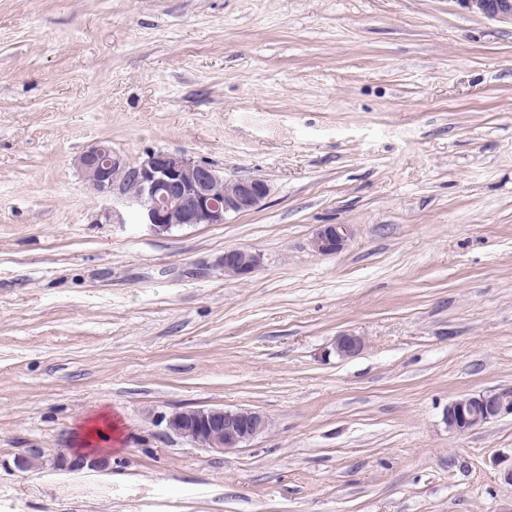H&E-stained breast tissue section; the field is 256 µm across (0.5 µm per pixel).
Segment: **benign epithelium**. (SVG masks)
<instances>
[{
  "label": "benign epithelium",
  "instance_id": "1",
  "mask_svg": "<svg viewBox=\"0 0 512 512\" xmlns=\"http://www.w3.org/2000/svg\"><path fill=\"white\" fill-rule=\"evenodd\" d=\"M455 2L470 12L512 22V0ZM78 164L97 192L134 206L138 223L149 225L157 233L185 224H222L231 215L257 209L270 193L264 180L243 178L224 183V195L217 197L212 190L219 181L215 171L184 154L153 152L129 166L112 152L111 146L99 142L79 157ZM120 169L136 191L129 192L115 181L113 172ZM350 237L348 224H323L316 230L311 246L320 254H335L345 248ZM221 263L224 273L247 278L259 267L260 255L247 249L226 248ZM364 348L363 337L352 333L337 336L333 344L335 354L342 359L356 356ZM504 414H512V391L499 389L453 399L448 403L445 421L448 430L466 433ZM174 417L173 413L163 417L168 431L195 447L220 453L245 447L270 426L267 416L248 409H197L194 418L179 431L171 425ZM49 465L57 470H101L107 466V458L60 451L50 457Z\"/></svg>",
  "mask_w": 512,
  "mask_h": 512
}]
</instances>
